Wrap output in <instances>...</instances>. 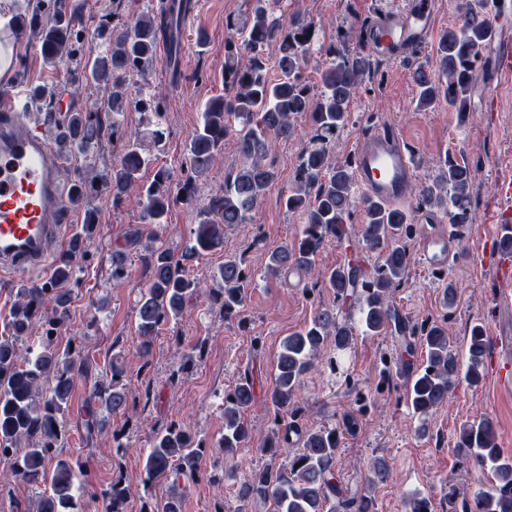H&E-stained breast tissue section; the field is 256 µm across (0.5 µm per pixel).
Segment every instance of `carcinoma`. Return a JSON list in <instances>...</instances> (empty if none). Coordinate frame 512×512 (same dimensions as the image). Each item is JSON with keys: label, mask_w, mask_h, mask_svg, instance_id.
I'll use <instances>...</instances> for the list:
<instances>
[{"label": "carcinoma", "mask_w": 512, "mask_h": 512, "mask_svg": "<svg viewBox=\"0 0 512 512\" xmlns=\"http://www.w3.org/2000/svg\"><path fill=\"white\" fill-rule=\"evenodd\" d=\"M187 4L188 0L163 2L159 12L144 13L122 29L98 30L101 37L112 35V48L104 55L88 58L83 77L89 83L112 84V93L103 112H73L60 122L56 121L53 101H48L45 118L55 122L59 145L85 151L97 145L102 137L103 113L112 117V132L119 130L120 117L128 108L121 86L130 75L144 74L162 39H169L168 66L177 74L181 52L178 29ZM272 4L273 0H250L245 18L228 20L226 27L232 36L224 47V89L229 94L205 104L201 121L185 145L183 182L172 184L167 171L160 170L150 184L141 186L145 220L155 226L165 223L173 204L195 202L197 178L208 171L224 146V138L235 134L240 167L224 182L222 193L200 206L189 246L179 255L162 245L151 246L141 257L144 289L137 303V332L142 356H149L160 325L182 318L204 297L221 302L226 315L240 312L249 284L242 260L225 258L216 275L222 287L209 291L190 277L187 263L222 246L224 227L244 223L257 208L278 179L272 159L276 145L298 133L297 118L303 116L311 122L314 135L301 154L286 207L301 213L304 225L295 241L271 252L267 275L278 278L300 271L313 285L330 289L336 302L359 311V327L365 335L378 336L390 329L401 336L396 363L407 375L409 403L425 422L448 402L459 384L476 387L482 382L488 336L483 324H474L462 360L450 348L442 324L419 328L400 311L394 292L408 265L404 240L412 233V214L366 197L355 199L351 163L335 162L331 157L333 139L348 124L351 103L376 65L360 51L345 53L332 44L328 48L331 64L320 73L321 91L313 94L302 69L316 42L315 25L301 17L284 25L273 15ZM13 23L36 35L46 63L58 65L72 55L77 38L72 16L59 11L45 19L38 12H20ZM496 34L485 0H474L458 23L440 35L436 70L418 66L413 71L416 107L427 110L445 103L461 116L469 112L480 53ZM139 105L144 135L124 137L118 159L99 182L74 175L71 187L75 204L103 189L117 202L141 179L150 162L147 144H160L165 132L162 99L152 96L140 100ZM472 179L468 165L447 156L437 175L418 188V204L444 214L456 228L469 224ZM356 208L363 214L362 244L377 254L378 265L369 276L353 263L318 269L317 256L326 236L342 237L345 230L341 224ZM95 229L94 214L89 212L56 267L52 283L20 290V301L9 317L11 335L0 338V460L12 462L16 479L29 485H50L51 494L39 496L37 512H72L74 487L82 477L85 493L102 500L103 512H122L130 497L131 487L121 475L109 486L97 489L83 465L60 455L61 430L53 428L61 425L80 382L91 386L84 420L87 440L101 428L94 403L113 414L124 411L128 404V387L121 383L118 366L111 367L108 381L97 379L91 362L71 347L59 349L51 337L69 317L72 298L64 285L75 275L77 260L86 254ZM128 277L125 252L113 250V284H122ZM48 309L52 317L39 351L21 350L18 341L28 333L33 319ZM355 331L351 313H345L341 321L339 308L319 304L304 328L284 338L272 382L263 393L273 417L259 448L272 459L283 452L286 457L278 465L270 463L244 476L240 501H268L273 503L274 512H376L375 494L387 488L391 480L384 459L372 462L364 471V487L352 494L338 478L341 436L354 433L356 418L344 414L342 433L333 425L304 430L297 420L296 395L303 376L314 367L327 342L338 351L350 349ZM414 336L427 349L425 366L416 370L408 359L415 350ZM255 399V382L246 372L224 390V436L219 448L226 464L252 440V424L245 412ZM204 451L205 445L186 425L172 422L154 434L145 459L147 480L173 478L162 499L161 512H182L186 488L181 483L196 481ZM454 451L461 465L486 468L495 481L463 501L461 512H512V458L501 456L493 421L484 418L462 425Z\"/></svg>", "instance_id": "obj_1"}]
</instances>
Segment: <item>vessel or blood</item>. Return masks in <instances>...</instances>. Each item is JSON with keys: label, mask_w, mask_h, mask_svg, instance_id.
I'll list each match as a JSON object with an SVG mask.
<instances>
[{"label": "vessel or blood", "mask_w": 512, "mask_h": 512, "mask_svg": "<svg viewBox=\"0 0 512 512\" xmlns=\"http://www.w3.org/2000/svg\"><path fill=\"white\" fill-rule=\"evenodd\" d=\"M434 19L433 0H410L407 10L379 15L368 43L390 60L404 59L426 46ZM25 88L12 90V103L0 112V273L47 275L70 232L68 190L60 179L63 153L45 126L26 112ZM355 179L363 196L385 203L402 201L415 177V161L388 130L376 132L354 154ZM427 229L419 240L424 261L433 268L448 264L455 238L440 215L421 212Z\"/></svg>", "instance_id": "obj_1"}]
</instances>
